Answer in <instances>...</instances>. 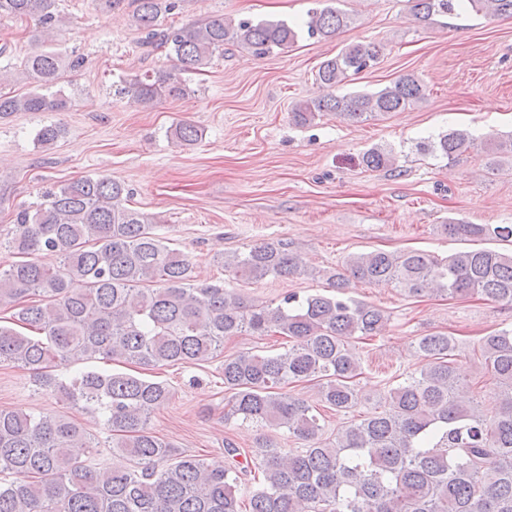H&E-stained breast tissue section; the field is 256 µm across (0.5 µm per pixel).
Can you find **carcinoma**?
<instances>
[{
  "mask_svg": "<svg viewBox=\"0 0 512 512\" xmlns=\"http://www.w3.org/2000/svg\"><path fill=\"white\" fill-rule=\"evenodd\" d=\"M135 2L144 44L165 49L172 62L168 70L124 81L120 93L143 106L186 95L181 74L203 70L226 43L262 57L294 45L303 29L326 40L350 23L347 13L326 6L310 10L299 27L221 16L162 28L161 14L175 3ZM407 2L423 24L457 6L512 19V0ZM34 16L51 38L60 22L58 0H0V18ZM382 53L376 42L349 44L321 63L317 78L334 89L376 65ZM82 63L54 50L28 54L19 68L29 91L0 92V120L15 112L67 109L71 98L60 82ZM424 98L421 81L406 74L377 92H330L300 101L291 116L305 125L320 112H334L358 123ZM62 134L59 126L44 125L35 141L49 147ZM172 135L185 145L201 137L187 122L177 124ZM474 141L470 132L454 129L419 150L452 159ZM483 150L488 167L497 168L498 156H512V132L489 137ZM362 162L371 170L385 169L396 157L373 148ZM126 194L114 179L85 176L18 210L12 227L0 235V249L14 257L0 264V308L15 309L16 322L31 334L0 325V365L29 370L37 386L54 391L64 404L100 415L111 432L112 454L132 457L136 466L86 465L74 449L91 452L99 441L68 415L0 409V512H239L240 471L183 455L151 430L152 410L170 394L166 384L97 370L62 379L55 368L97 360H124L147 370L198 364L224 354L225 340L246 333L286 336L292 344L273 355L224 358L230 415L261 428H284L305 442L290 450L268 437L257 440L262 481L248 512H512V327L481 340L482 365L501 388L490 415L461 395L462 376L448 360L456 343L446 334L420 337L416 352L428 363L388 391L384 409L349 424L332 440L322 438V414L285 391L292 383L317 380L324 406L338 412L365 399L356 384L361 362L353 341L381 335L388 317L375 305L347 297L350 280L410 295H478L512 304V251L482 248L438 260L418 251L376 250L348 257L340 270L315 273L288 243L263 242L223 257L224 271L248 281L318 274L333 293H293L277 305H256L222 286L193 283L190 261L164 244L155 221L123 204ZM442 228L453 237L512 243L511 224L450 219ZM40 253L55 256L56 264L42 263Z\"/></svg>",
  "mask_w": 512,
  "mask_h": 512,
  "instance_id": "cac0c4a2",
  "label": "carcinoma"
}]
</instances>
